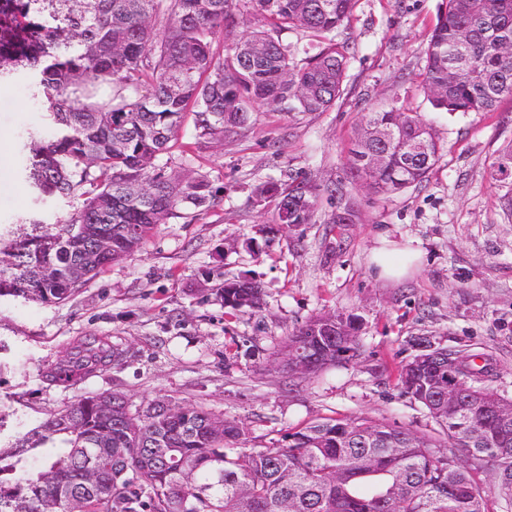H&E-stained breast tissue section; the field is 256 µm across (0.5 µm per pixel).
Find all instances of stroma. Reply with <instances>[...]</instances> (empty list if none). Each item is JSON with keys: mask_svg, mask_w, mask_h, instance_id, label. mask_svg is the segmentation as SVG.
Returning <instances> with one entry per match:
<instances>
[{"mask_svg": "<svg viewBox=\"0 0 512 512\" xmlns=\"http://www.w3.org/2000/svg\"><path fill=\"white\" fill-rule=\"evenodd\" d=\"M441 3L357 0L333 34L349 57L335 107L301 115L258 106L221 141L185 123L170 166L220 188L209 211L178 210L65 302L0 297V450L27 446L29 468L39 469L31 442L49 414L112 392L135 409L157 396L202 406L265 445L287 429L358 416L436 437L440 426L397 386L401 367L427 345L485 354L490 388L512 397V215L491 176L512 144V100L494 113L433 108L421 87L423 50ZM390 106L426 122L442 155L427 182L378 194L353 177L349 149L362 114ZM46 131L30 87L0 80L2 230L34 213L53 224L70 210L63 198L35 202L23 175L25 143ZM300 171L343 190L322 195L315 223L289 232L255 191ZM349 209L352 223H330ZM384 237L420 253L406 277L375 273L370 257ZM237 277L259 282L260 309L230 317L202 301V288ZM328 312L356 320L357 356L306 378L283 371L288 337ZM86 336L111 337L126 363L74 386L47 383L46 368Z\"/></svg>", "mask_w": 512, "mask_h": 512, "instance_id": "stroma-1", "label": "stroma"}]
</instances>
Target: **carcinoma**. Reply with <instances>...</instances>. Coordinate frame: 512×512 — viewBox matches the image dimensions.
Returning a JSON list of instances; mask_svg holds the SVG:
<instances>
[{"label": "carcinoma", "instance_id": "carcinoma-1", "mask_svg": "<svg viewBox=\"0 0 512 512\" xmlns=\"http://www.w3.org/2000/svg\"><path fill=\"white\" fill-rule=\"evenodd\" d=\"M356 0H0V78L22 73L43 102L49 133L31 137L26 176L37 199L73 201L64 222L36 218L0 239V296L42 304L74 296L111 263L141 248L148 233L184 207L207 211L218 190L200 177L167 171L187 115L200 138L224 139L246 126L256 104L298 114L327 112L343 98L348 56L330 37ZM265 26L237 38V12ZM303 28L316 44L296 51L281 32ZM224 33V62L214 63ZM512 0H442L423 51L430 103L448 112H495L512 99ZM362 132L394 130L391 141L366 137L349 149L354 177L398 193L427 180L441 156L431 128L397 107L362 114ZM382 155L366 169L357 147ZM324 191L290 176L256 190L274 210L288 205L293 224L315 222ZM107 238L112 250L94 267L84 252ZM226 279L215 296L231 313L260 308L262 289ZM332 318L312 319L288 338L284 367L300 349L317 356L311 374L346 359L349 348L314 336ZM468 387L463 406L481 425L480 440L456 410L442 408L399 373L402 394L420 403L444 438L368 417L316 421L287 430L278 445L249 446L246 430L199 405L156 398L131 412L105 394L82 396L41 425L44 465L28 477L22 459L0 452V512H46L76 492L84 512H512V420L488 410V364L459 354ZM125 350L92 336L48 371L75 385L120 365ZM112 456H107V449ZM98 480H85L88 458Z\"/></svg>", "mask_w": 512, "mask_h": 512}]
</instances>
